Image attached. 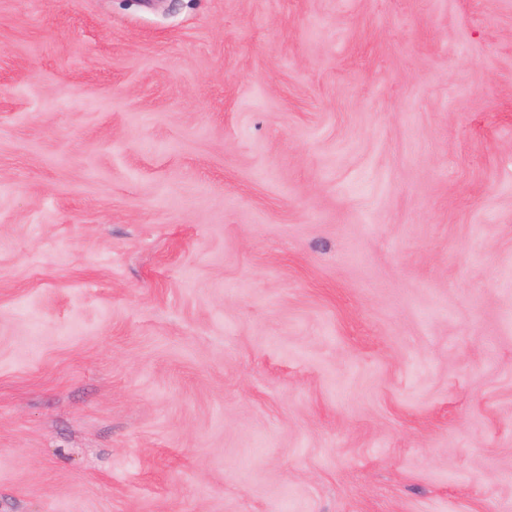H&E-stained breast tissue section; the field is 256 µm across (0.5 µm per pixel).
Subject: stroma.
Returning a JSON list of instances; mask_svg holds the SVG:
<instances>
[{
	"label": "stroma",
	"instance_id": "stroma-1",
	"mask_svg": "<svg viewBox=\"0 0 512 512\" xmlns=\"http://www.w3.org/2000/svg\"><path fill=\"white\" fill-rule=\"evenodd\" d=\"M0 512H512V0H0Z\"/></svg>",
	"mask_w": 512,
	"mask_h": 512
}]
</instances>
